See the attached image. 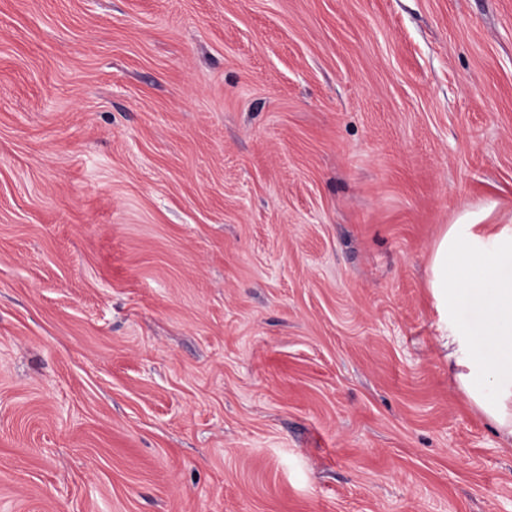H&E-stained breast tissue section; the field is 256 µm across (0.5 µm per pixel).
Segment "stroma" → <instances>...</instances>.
Listing matches in <instances>:
<instances>
[{
	"mask_svg": "<svg viewBox=\"0 0 512 512\" xmlns=\"http://www.w3.org/2000/svg\"><path fill=\"white\" fill-rule=\"evenodd\" d=\"M451 224H512V0H0V512H512Z\"/></svg>",
	"mask_w": 512,
	"mask_h": 512,
	"instance_id": "35a3bbf8",
	"label": "stroma"
}]
</instances>
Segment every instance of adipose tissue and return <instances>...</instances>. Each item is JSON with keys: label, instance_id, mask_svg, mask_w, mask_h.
Masks as SVG:
<instances>
[{"label": "adipose tissue", "instance_id": "obj_1", "mask_svg": "<svg viewBox=\"0 0 512 512\" xmlns=\"http://www.w3.org/2000/svg\"><path fill=\"white\" fill-rule=\"evenodd\" d=\"M429 288L460 389L512 447V224L491 235L477 224L449 225L432 254ZM465 303L478 308L477 326L456 320ZM482 341L497 348L496 362Z\"/></svg>", "mask_w": 512, "mask_h": 512}]
</instances>
